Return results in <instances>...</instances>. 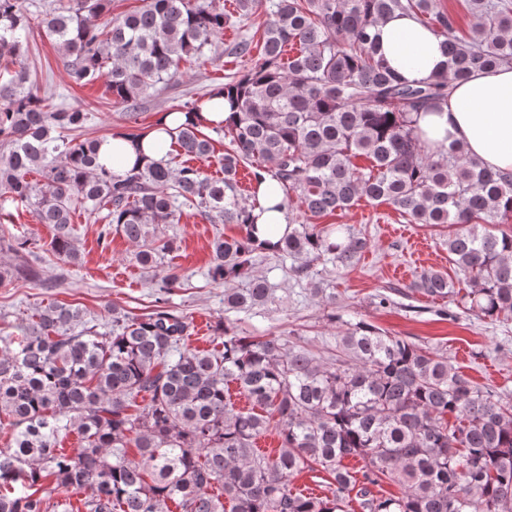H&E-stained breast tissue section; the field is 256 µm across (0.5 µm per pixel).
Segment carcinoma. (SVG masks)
I'll list each match as a JSON object with an SVG mask.
<instances>
[{
	"label": "carcinoma",
	"mask_w": 512,
	"mask_h": 512,
	"mask_svg": "<svg viewBox=\"0 0 512 512\" xmlns=\"http://www.w3.org/2000/svg\"><path fill=\"white\" fill-rule=\"evenodd\" d=\"M104 5L61 0L33 18L23 0H0V61L12 66L0 78V200L27 203L51 225V251L78 263L79 200L107 211L108 226L153 269L174 246L160 226L191 206L240 230L212 243L209 274L225 286L224 308L264 307L272 289L252 270L256 224L236 179L248 164L255 183L270 177L310 218L363 199L409 224L455 226L444 244L457 280L430 269L408 289L459 294L479 318L512 319V235L486 229L512 217V174L483 167L459 144L429 149L417 126L419 113L447 103L448 80L512 65V0H464L467 32L438 0H265L262 62L224 84L234 120L224 126L231 149L221 179L171 165L174 146L212 156V139L194 124L170 133L160 160L122 178L100 163L102 140L62 135L88 113L50 111L33 90L32 23L59 46L74 81L104 78L114 103L134 106L212 50L231 20L213 0H144L101 26ZM396 12L441 38L445 72L409 83L379 55L371 30ZM288 48L295 54L284 63ZM359 157L369 166H357ZM35 166L42 184L25 179ZM288 224L272 251L298 278L320 260L350 268L368 247L347 224ZM156 303L142 316L112 307L111 329L101 332L81 307L53 301L21 335L0 336V413L14 428L11 447L0 449V512H50L34 490L46 477L87 491L84 512H171L170 502L178 512H347L353 500L360 512H512V400L471 381L443 351L366 321L339 336L330 363L299 336L228 326L222 349L189 350L186 317ZM231 383L249 408L232 402ZM70 432L80 444L67 453L58 438ZM272 432L279 447L270 456L258 441ZM349 456L364 461L361 477L343 466ZM304 470L332 474L329 494L295 490ZM384 482L401 494H380Z\"/></svg>",
	"instance_id": "obj_1"
}]
</instances>
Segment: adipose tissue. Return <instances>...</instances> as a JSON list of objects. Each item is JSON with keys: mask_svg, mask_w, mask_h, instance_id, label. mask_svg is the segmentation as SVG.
<instances>
[{"mask_svg": "<svg viewBox=\"0 0 512 512\" xmlns=\"http://www.w3.org/2000/svg\"><path fill=\"white\" fill-rule=\"evenodd\" d=\"M373 34L384 58L408 82L427 80L446 68L439 38L413 15L392 14L375 26ZM187 120L182 112H161L140 142L109 138L100 147L104 166L121 175L159 159L157 142ZM417 124L429 147L457 143L485 167L512 172V67L480 70L452 82L447 107L419 113ZM271 184L267 178L258 187L254 214L258 239L273 243L287 234L288 216L281 194Z\"/></svg>", "mask_w": 512, "mask_h": 512, "instance_id": "1", "label": "adipose tissue"}]
</instances>
